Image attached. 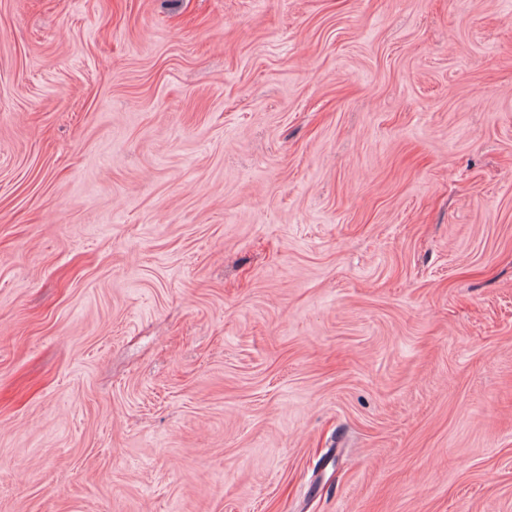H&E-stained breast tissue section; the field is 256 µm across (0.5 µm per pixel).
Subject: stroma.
<instances>
[{"instance_id":"obj_1","label":"stroma","mask_w":512,"mask_h":512,"mask_svg":"<svg viewBox=\"0 0 512 512\" xmlns=\"http://www.w3.org/2000/svg\"><path fill=\"white\" fill-rule=\"evenodd\" d=\"M0 512H512V0H0Z\"/></svg>"}]
</instances>
